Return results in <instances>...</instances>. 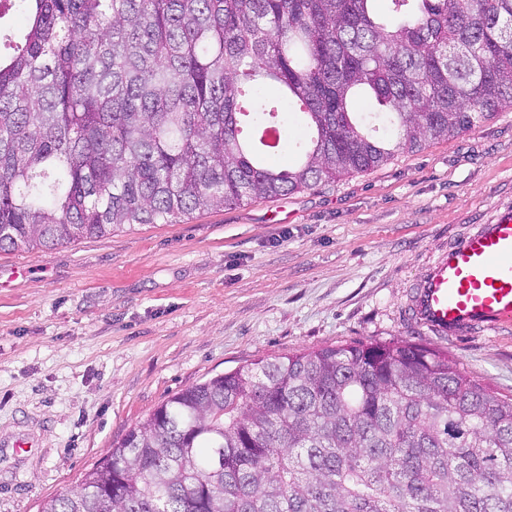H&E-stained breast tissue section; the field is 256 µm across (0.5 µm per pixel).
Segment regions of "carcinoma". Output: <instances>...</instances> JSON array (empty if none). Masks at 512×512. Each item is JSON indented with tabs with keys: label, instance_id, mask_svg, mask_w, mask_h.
Segmentation results:
<instances>
[{
	"label": "carcinoma",
	"instance_id": "1",
	"mask_svg": "<svg viewBox=\"0 0 512 512\" xmlns=\"http://www.w3.org/2000/svg\"><path fill=\"white\" fill-rule=\"evenodd\" d=\"M373 2L0 0V251L331 184L512 110V0ZM41 512H512V396L404 340L257 360Z\"/></svg>",
	"mask_w": 512,
	"mask_h": 512
}]
</instances>
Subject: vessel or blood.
I'll list each match as a JSON object with an SVG mask.
<instances>
[{"instance_id":"vessel-or-blood-1","label":"vessel or blood","mask_w":512,"mask_h":512,"mask_svg":"<svg viewBox=\"0 0 512 512\" xmlns=\"http://www.w3.org/2000/svg\"><path fill=\"white\" fill-rule=\"evenodd\" d=\"M409 314L442 337L512 324V209L449 244L417 284Z\"/></svg>"}]
</instances>
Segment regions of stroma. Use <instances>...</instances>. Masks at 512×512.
<instances>
[{"label": "stroma", "instance_id": "obj_1", "mask_svg": "<svg viewBox=\"0 0 512 512\" xmlns=\"http://www.w3.org/2000/svg\"><path fill=\"white\" fill-rule=\"evenodd\" d=\"M508 208L511 110L333 184L0 252V512H40L169 395L259 359L407 340L512 394V325L408 317L438 255Z\"/></svg>", "mask_w": 512, "mask_h": 512}]
</instances>
